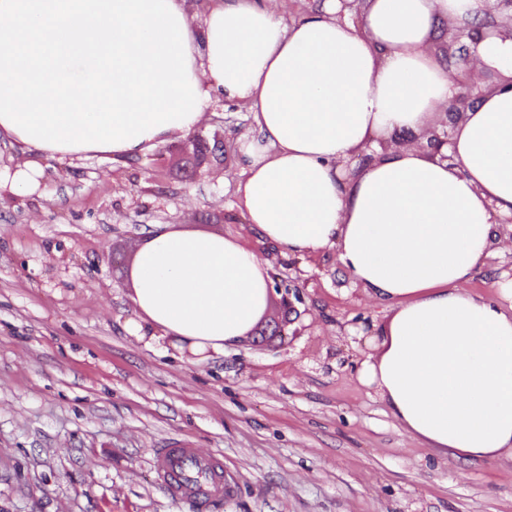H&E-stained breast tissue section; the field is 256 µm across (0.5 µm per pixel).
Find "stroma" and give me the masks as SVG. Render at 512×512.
I'll return each instance as SVG.
<instances>
[{"label":"stroma","instance_id":"stroma-1","mask_svg":"<svg viewBox=\"0 0 512 512\" xmlns=\"http://www.w3.org/2000/svg\"><path fill=\"white\" fill-rule=\"evenodd\" d=\"M247 112L215 96L192 134L132 156L32 158L0 140V168L35 161L32 192H0V512H197L158 485L157 449L224 459L232 488L206 512H512V459L464 461L411 437L360 370L387 300L337 248L288 257L249 224L235 141ZM159 224L238 239L293 280L286 314L198 361L138 328L136 253ZM512 278L485 257L470 291Z\"/></svg>","mask_w":512,"mask_h":512}]
</instances>
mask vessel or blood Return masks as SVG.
<instances>
[{
	"mask_svg": "<svg viewBox=\"0 0 512 512\" xmlns=\"http://www.w3.org/2000/svg\"><path fill=\"white\" fill-rule=\"evenodd\" d=\"M154 473L173 499L186 500L201 508L223 498L228 491L222 460L189 448L158 449Z\"/></svg>",
	"mask_w": 512,
	"mask_h": 512,
	"instance_id": "b4317fda",
	"label": "vessel or blood"
}]
</instances>
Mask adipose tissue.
I'll list each match as a JSON object with an SVG mask.
<instances>
[{
	"label": "adipose tissue",
	"instance_id": "ef3b65f1",
	"mask_svg": "<svg viewBox=\"0 0 512 512\" xmlns=\"http://www.w3.org/2000/svg\"><path fill=\"white\" fill-rule=\"evenodd\" d=\"M496 0H323L291 18L277 0H213L189 36L203 104L241 103L237 187L251 224L285 254L338 246L341 265L390 301L362 376L411 436L453 457L512 458V308L466 287L505 249L512 217V89L483 94L440 153L353 155L421 135L455 83L431 44L453 25L476 36L468 70L512 77V36L481 39ZM141 322L197 358L223 352L265 309L264 261L237 240L157 226L131 269Z\"/></svg>",
	"mask_w": 512,
	"mask_h": 512
}]
</instances>
